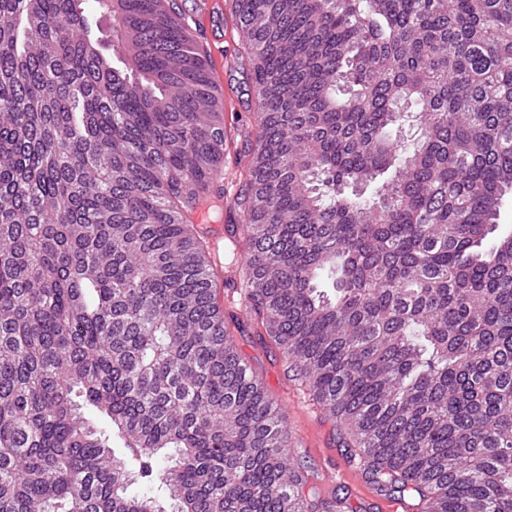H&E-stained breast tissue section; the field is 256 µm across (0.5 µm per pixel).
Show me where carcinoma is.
Returning a JSON list of instances; mask_svg holds the SVG:
<instances>
[{
	"instance_id": "1",
	"label": "carcinoma",
	"mask_w": 512,
	"mask_h": 512,
	"mask_svg": "<svg viewBox=\"0 0 512 512\" xmlns=\"http://www.w3.org/2000/svg\"><path fill=\"white\" fill-rule=\"evenodd\" d=\"M230 7L259 131L226 203L183 3L0 0V512L315 507L202 203L378 491L512 512V0Z\"/></svg>"
}]
</instances>
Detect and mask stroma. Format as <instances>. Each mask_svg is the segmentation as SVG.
<instances>
[{
	"label": "stroma",
	"mask_w": 512,
	"mask_h": 512,
	"mask_svg": "<svg viewBox=\"0 0 512 512\" xmlns=\"http://www.w3.org/2000/svg\"><path fill=\"white\" fill-rule=\"evenodd\" d=\"M201 42L212 60L224 62V191L231 198L245 178V168L239 162L243 136L245 132L258 130L248 71L238 60L242 45L234 16L225 14L218 34L204 32ZM221 300L238 354L260 379L297 442L296 447L287 449V458L303 465L308 485H317L323 471L336 470L347 461L334 418L327 410L313 404L306 389L288 373L278 347L268 338L258 336L255 327L250 326V317L239 293L222 290Z\"/></svg>",
	"instance_id": "stroma-1"
}]
</instances>
